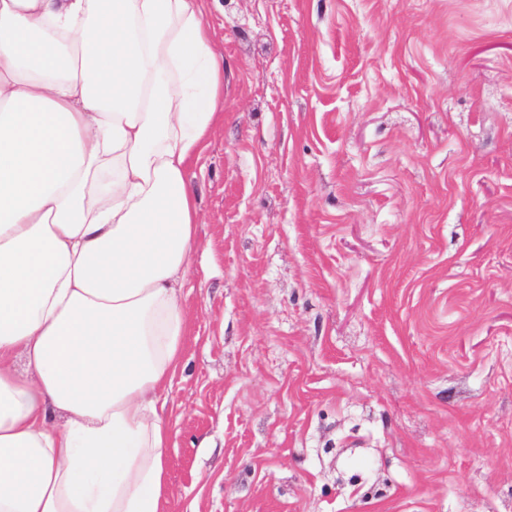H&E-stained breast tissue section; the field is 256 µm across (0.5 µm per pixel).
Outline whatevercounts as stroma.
<instances>
[{"label":"stroma","instance_id":"stroma-1","mask_svg":"<svg viewBox=\"0 0 512 512\" xmlns=\"http://www.w3.org/2000/svg\"><path fill=\"white\" fill-rule=\"evenodd\" d=\"M168 512H512V0H207Z\"/></svg>","mask_w":512,"mask_h":512}]
</instances>
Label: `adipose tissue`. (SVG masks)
<instances>
[{
  "label": "adipose tissue",
  "mask_w": 512,
  "mask_h": 512,
  "mask_svg": "<svg viewBox=\"0 0 512 512\" xmlns=\"http://www.w3.org/2000/svg\"><path fill=\"white\" fill-rule=\"evenodd\" d=\"M223 111L203 0H0V512H166L185 173Z\"/></svg>",
  "instance_id": "obj_1"
}]
</instances>
